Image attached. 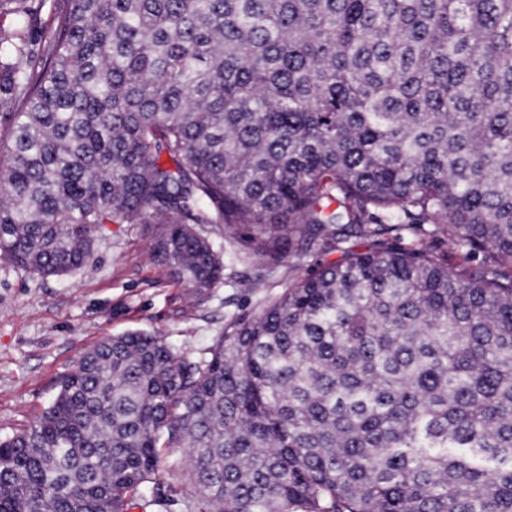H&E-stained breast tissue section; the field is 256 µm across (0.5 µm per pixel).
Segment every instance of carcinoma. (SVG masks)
<instances>
[{
    "instance_id": "obj_1",
    "label": "carcinoma",
    "mask_w": 512,
    "mask_h": 512,
    "mask_svg": "<svg viewBox=\"0 0 512 512\" xmlns=\"http://www.w3.org/2000/svg\"><path fill=\"white\" fill-rule=\"evenodd\" d=\"M42 6L0 0V259L147 224L202 295L222 224L324 260L206 358L82 355L0 440V512L160 506L163 448L186 512H512V0H69L36 72ZM163 464L157 475V483L164 491L165 496L169 499L165 509H148L158 510L159 512H184L182 501L184 493H194L195 489L185 476L186 457L178 448H163Z\"/></svg>"
}]
</instances>
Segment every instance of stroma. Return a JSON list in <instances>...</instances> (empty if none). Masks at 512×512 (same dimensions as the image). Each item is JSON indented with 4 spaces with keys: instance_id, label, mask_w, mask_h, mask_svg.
<instances>
[{
    "instance_id": "1",
    "label": "stroma",
    "mask_w": 512,
    "mask_h": 512,
    "mask_svg": "<svg viewBox=\"0 0 512 512\" xmlns=\"http://www.w3.org/2000/svg\"><path fill=\"white\" fill-rule=\"evenodd\" d=\"M224 256V280L206 295L185 288L151 252L142 224H109L88 270L40 278L0 260V439L28 428L55 397L81 354L130 330L160 334L180 355L206 357L237 315L268 299L314 267L317 255L287 253L277 265L250 252L242 235L220 224L202 227ZM157 481L167 512H183L193 487L180 449L162 451Z\"/></svg>"
}]
</instances>
